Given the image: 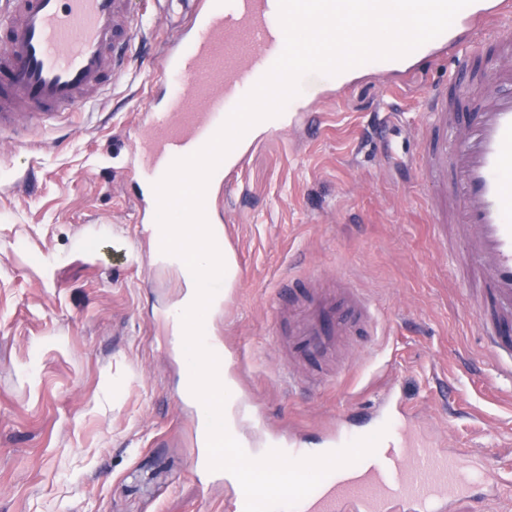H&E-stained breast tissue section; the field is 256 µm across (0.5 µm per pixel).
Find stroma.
Wrapping results in <instances>:
<instances>
[{
	"instance_id": "1",
	"label": "stroma",
	"mask_w": 512,
	"mask_h": 512,
	"mask_svg": "<svg viewBox=\"0 0 512 512\" xmlns=\"http://www.w3.org/2000/svg\"><path fill=\"white\" fill-rule=\"evenodd\" d=\"M130 13L148 43L96 111L0 144V512H226L224 485L192 473L185 369L159 319L184 284L148 257L132 161L144 112L175 86L160 51L191 20L176 4L147 14L130 0ZM448 73L443 60L369 68L321 89L319 121L255 137L215 213L241 261L211 329L260 418L236 421L241 438L268 427L318 447L335 419L371 429L393 389L406 438L497 477L486 512H512V379L480 344L462 255L436 242L414 166L423 101ZM308 269L360 289L377 333L301 366L292 391L278 296Z\"/></svg>"
}]
</instances>
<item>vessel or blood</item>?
<instances>
[{
	"mask_svg": "<svg viewBox=\"0 0 512 512\" xmlns=\"http://www.w3.org/2000/svg\"><path fill=\"white\" fill-rule=\"evenodd\" d=\"M129 0H7L0 10V137L23 138L59 124L68 112L93 110L109 81L135 60L117 54L145 35L128 20ZM193 25L164 55V74L181 86L150 113L137 155L147 199L175 159L203 147L228 114L267 73L284 47L278 0H186ZM512 0H472L452 25L416 49L454 50L448 82L426 100L420 171L440 241L455 237L460 267L475 293L479 334L498 368L512 376V42L498 25ZM500 48L494 91L470 105L456 93L474 74L466 33ZM288 307V357L335 350L340 336L374 327L376 312L350 288H305ZM195 466L208 468L207 417L195 403ZM289 447L309 456L295 433L264 439L262 451ZM475 477L432 448L386 434L374 454L330 473L294 512H484Z\"/></svg>",
	"mask_w": 512,
	"mask_h": 512,
	"instance_id": "b4317fda",
	"label": "vessel or blood"
}]
</instances>
